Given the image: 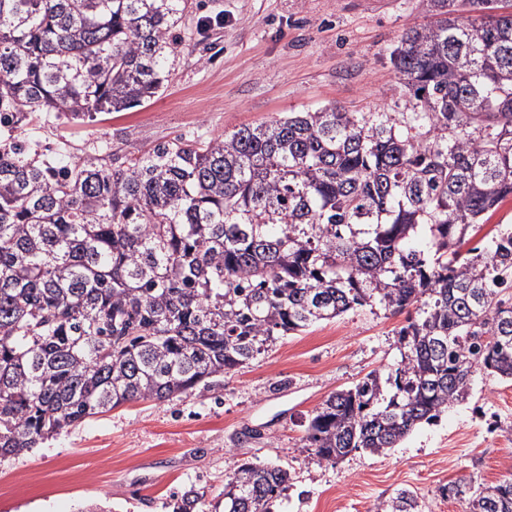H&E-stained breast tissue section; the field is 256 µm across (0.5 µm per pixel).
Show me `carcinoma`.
Wrapping results in <instances>:
<instances>
[{
    "mask_svg": "<svg viewBox=\"0 0 512 512\" xmlns=\"http://www.w3.org/2000/svg\"><path fill=\"white\" fill-rule=\"evenodd\" d=\"M187 2L0 0V129L153 99ZM503 2L421 0L434 20L390 53L411 112H290L121 162L0 141V460L129 402L211 391L280 337L366 306L409 310L401 360L308 419L318 462L396 447L464 400L479 370L512 381V228L462 250L512 200ZM291 481L244 462L224 495L192 487L165 508L272 512ZM440 495L512 512V477ZM417 507L402 489L377 512Z\"/></svg>",
    "mask_w": 512,
    "mask_h": 512,
    "instance_id": "1",
    "label": "carcinoma"
}]
</instances>
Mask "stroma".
<instances>
[{"label": "stroma", "instance_id": "1", "mask_svg": "<svg viewBox=\"0 0 512 512\" xmlns=\"http://www.w3.org/2000/svg\"><path fill=\"white\" fill-rule=\"evenodd\" d=\"M220 15L223 27L198 31ZM419 0H189L170 80L150 102L95 120L50 118L36 129L49 156L148 151L258 125L289 112L341 106L408 112L413 100L390 52L424 23ZM406 313L361 308L284 336L215 390L167 402L135 401L96 415L32 452L0 460V512H166L170 494L207 498L237 464L276 463L292 483L274 512H375L397 489L418 512H463L441 485L512 476V382L476 372L468 397L383 455L318 462L305 423L334 390L396 367Z\"/></svg>", "mask_w": 512, "mask_h": 512}]
</instances>
